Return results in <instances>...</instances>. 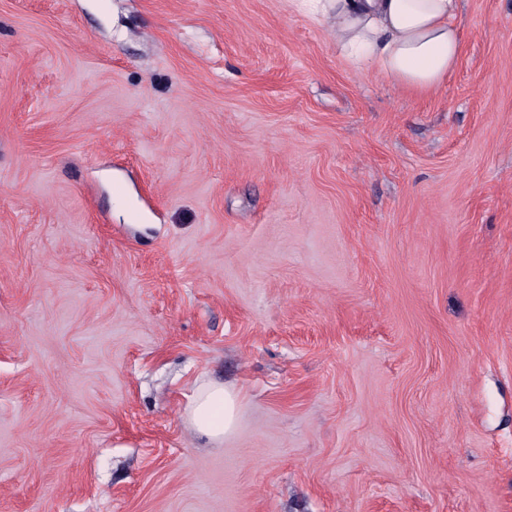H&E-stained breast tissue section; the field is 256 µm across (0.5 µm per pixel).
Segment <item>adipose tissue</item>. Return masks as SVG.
<instances>
[{
  "mask_svg": "<svg viewBox=\"0 0 512 512\" xmlns=\"http://www.w3.org/2000/svg\"><path fill=\"white\" fill-rule=\"evenodd\" d=\"M326 25L339 53L355 68L373 71L415 92L439 88L461 52L459 0H292ZM239 394L198 381L184 420L201 438L223 444L238 424Z\"/></svg>",
  "mask_w": 512,
  "mask_h": 512,
  "instance_id": "1",
  "label": "adipose tissue"
}]
</instances>
